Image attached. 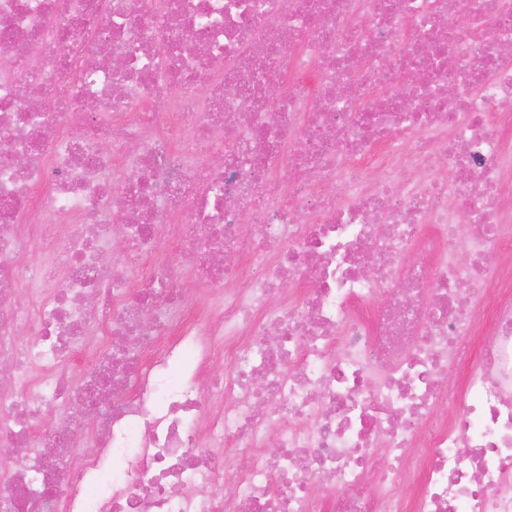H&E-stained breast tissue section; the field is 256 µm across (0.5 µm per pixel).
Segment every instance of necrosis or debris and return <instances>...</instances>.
Segmentation results:
<instances>
[{"mask_svg": "<svg viewBox=\"0 0 512 512\" xmlns=\"http://www.w3.org/2000/svg\"><path fill=\"white\" fill-rule=\"evenodd\" d=\"M504 42L512 0H0V512H512Z\"/></svg>", "mask_w": 512, "mask_h": 512, "instance_id": "necrosis-or-debris-1", "label": "necrosis or debris"}]
</instances>
